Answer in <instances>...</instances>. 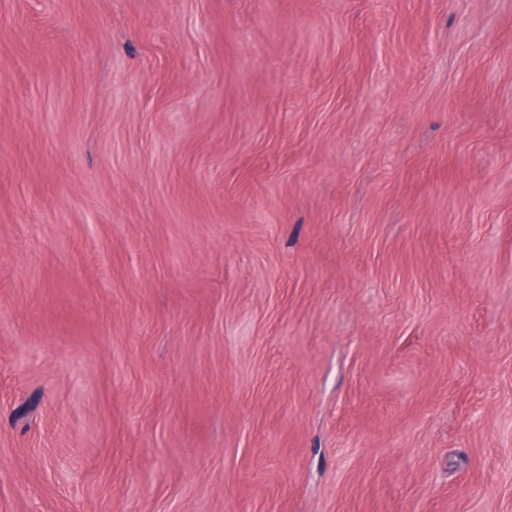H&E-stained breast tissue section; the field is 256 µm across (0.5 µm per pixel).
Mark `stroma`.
Instances as JSON below:
<instances>
[{"label":"stroma","instance_id":"obj_1","mask_svg":"<svg viewBox=\"0 0 512 512\" xmlns=\"http://www.w3.org/2000/svg\"><path fill=\"white\" fill-rule=\"evenodd\" d=\"M0 512H512V0H0Z\"/></svg>","mask_w":512,"mask_h":512}]
</instances>
